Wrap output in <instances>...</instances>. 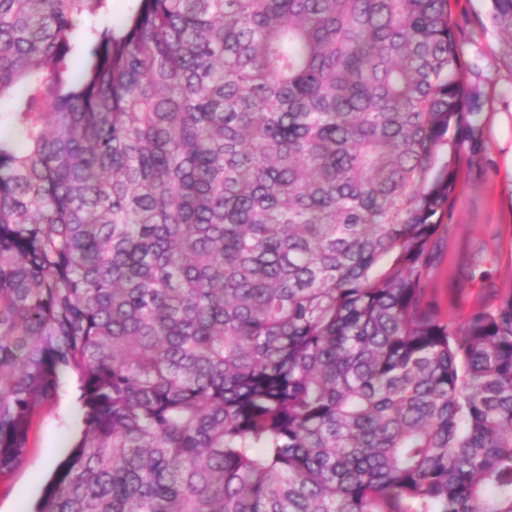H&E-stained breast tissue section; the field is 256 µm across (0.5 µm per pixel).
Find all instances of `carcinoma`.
<instances>
[{
	"label": "carcinoma",
	"instance_id": "carcinoma-1",
	"mask_svg": "<svg viewBox=\"0 0 512 512\" xmlns=\"http://www.w3.org/2000/svg\"><path fill=\"white\" fill-rule=\"evenodd\" d=\"M111 2L0 0V476L73 370L33 512H512V296L425 300L450 0Z\"/></svg>",
	"mask_w": 512,
	"mask_h": 512
}]
</instances>
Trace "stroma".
Returning a JSON list of instances; mask_svg holds the SVG:
<instances>
[{
    "instance_id": "1",
    "label": "stroma",
    "mask_w": 512,
    "mask_h": 512,
    "mask_svg": "<svg viewBox=\"0 0 512 512\" xmlns=\"http://www.w3.org/2000/svg\"><path fill=\"white\" fill-rule=\"evenodd\" d=\"M482 49L472 76L485 100L479 116L481 142L465 150L460 186L447 225L441 227L427 299L448 319L461 322L477 308L512 295V180L503 177L493 119L512 110V42L488 33L480 46L463 42L465 60ZM77 383L66 375L60 395L42 409L24 463L0 477V512H32L54 465L64 459L81 431Z\"/></svg>"
}]
</instances>
